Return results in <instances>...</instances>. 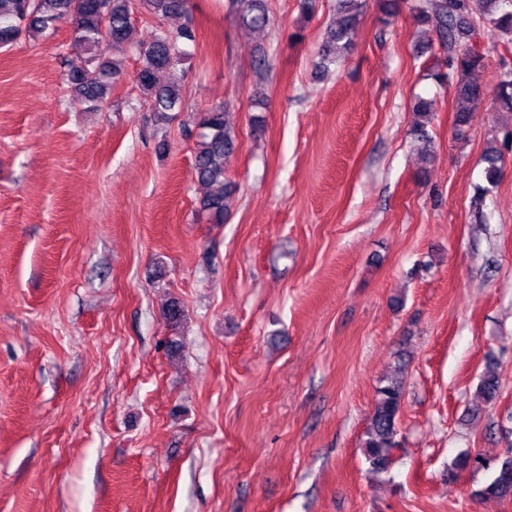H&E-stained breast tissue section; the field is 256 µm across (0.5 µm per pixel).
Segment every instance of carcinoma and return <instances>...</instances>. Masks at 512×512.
I'll return each instance as SVG.
<instances>
[{
  "label": "carcinoma",
  "mask_w": 512,
  "mask_h": 512,
  "mask_svg": "<svg viewBox=\"0 0 512 512\" xmlns=\"http://www.w3.org/2000/svg\"><path fill=\"white\" fill-rule=\"evenodd\" d=\"M365 0H336V23L328 32L320 49L323 68L343 58L350 50L358 32ZM229 8L240 29L250 32L265 30L270 25L266 0H228ZM190 0H0V48L8 47L26 37H35L53 29L63 20L73 24L75 41L86 52L81 66L65 75L76 96L89 107L106 99L112 86L122 75V61L110 58L104 47L123 49L130 32L139 19L157 22L188 10ZM416 22L432 27L429 42L437 46V55L447 68L435 77L450 82L453 87L455 121L458 131H464L473 117V104L485 91L474 79L485 66V55L469 43L473 32L488 22L500 32L512 34V0H412L408 4ZM196 41L195 30L184 24L177 28L154 27L148 42L139 46L142 66L135 81L148 98L154 111L164 114L180 107L182 92L178 84L160 81V75L173 70L181 61L180 45ZM495 101L512 112V76L498 84ZM416 122L412 138L430 153L428 130L433 109L424 98L413 106ZM200 134L196 142L193 177L204 188L199 199L200 209L211 221L224 223V216L233 205L236 186L226 177L229 158L238 147L236 127L224 105L211 106L202 113ZM502 159L500 150L491 147L486 152L488 163L485 176L488 183L498 179ZM167 323L178 327L185 313L181 302L172 298L164 312ZM501 380L496 369L487 366L477 386V393L486 403L499 396ZM406 394L404 367L398 365L379 381L375 403L369 417L363 451L372 471L383 473L393 463V450L398 448L399 418ZM490 470L492 478L479 494L486 498L512 497V453L485 457L461 453L454 469Z\"/></svg>",
  "instance_id": "cac0c4a2"
}]
</instances>
